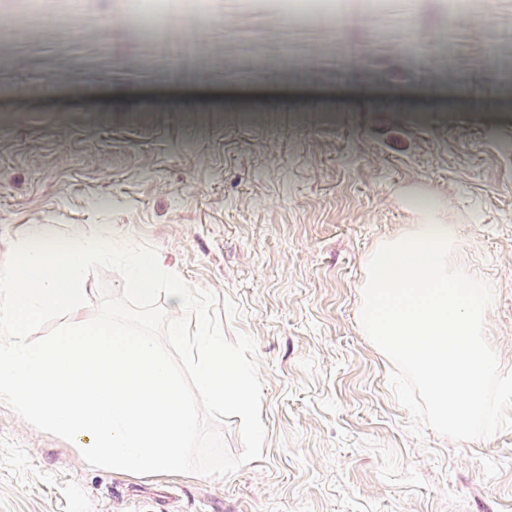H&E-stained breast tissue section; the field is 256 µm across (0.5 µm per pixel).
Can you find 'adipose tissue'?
I'll use <instances>...</instances> for the list:
<instances>
[{"mask_svg":"<svg viewBox=\"0 0 512 512\" xmlns=\"http://www.w3.org/2000/svg\"><path fill=\"white\" fill-rule=\"evenodd\" d=\"M407 204L423 220L369 256L362 318L384 349L413 365L436 417L461 430L483 407L491 361L478 331L491 292L481 278L449 266L455 234L444 224L441 206L418 195ZM173 333L195 355L197 379L209 403L251 414L248 380L206 317L196 314L191 329L177 327Z\"/></svg>","mask_w":512,"mask_h":512,"instance_id":"obj_1","label":"adipose tissue"}]
</instances>
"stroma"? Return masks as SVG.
<instances>
[{
    "mask_svg": "<svg viewBox=\"0 0 512 512\" xmlns=\"http://www.w3.org/2000/svg\"><path fill=\"white\" fill-rule=\"evenodd\" d=\"M352 65L242 62L250 79L137 85L75 80L51 31L105 17L116 60L142 63L123 0H41L27 28L55 63L37 83L11 59L0 92V265L36 224L151 247L213 291L228 339L257 343L262 458L224 478L94 468L72 442L0 404V512H512V106L473 94L486 31L448 30V0H338ZM225 27L278 29L285 0H207ZM411 16L454 61L378 36ZM445 205L451 268L493 290L480 334L494 363L468 430L438 424L412 366L360 318L366 261L412 230L409 194Z\"/></svg>",
    "mask_w": 512,
    "mask_h": 512,
    "instance_id": "35a3bbf8",
    "label": "stroma"
}]
</instances>
